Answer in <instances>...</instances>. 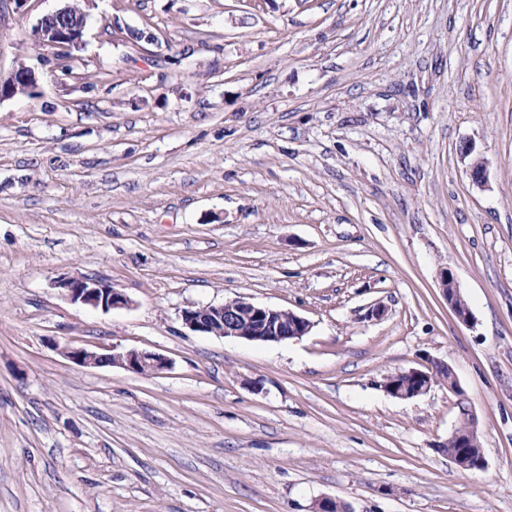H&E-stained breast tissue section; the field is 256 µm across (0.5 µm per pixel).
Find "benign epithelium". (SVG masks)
Instances as JSON below:
<instances>
[{"label":"benign epithelium","instance_id":"7a95c632","mask_svg":"<svg viewBox=\"0 0 512 512\" xmlns=\"http://www.w3.org/2000/svg\"><path fill=\"white\" fill-rule=\"evenodd\" d=\"M85 20L72 12L66 4L44 15L38 22L35 34L43 45H60L63 43L81 45ZM35 77L33 70L21 66L10 74L8 84L0 85V101L14 97L18 89H26L19 84L23 76ZM439 283L448 307L456 319L469 325L473 320L471 310L457 304L461 291L457 287L451 268L439 270ZM55 285L64 290L73 302H80L93 308L113 310L129 306L128 297L112 288L104 280L85 276H61ZM184 324L199 335L233 337L263 343L281 342L287 339L307 335L312 324L306 318L291 311L268 306L256 305L241 297L226 301L220 305H211L198 309H189L183 313ZM64 355L81 367L112 365L129 372L152 375L171 368L172 361L150 351L127 350L101 354L84 347H67ZM445 385L448 390L462 392L459 379L449 365L438 364L426 369L412 368L398 371L387 376L381 388L389 395L401 399H412L426 394L435 385ZM449 439L457 443L459 451L452 456L454 463L463 471L482 470L486 459L484 452L474 453L481 447L480 435L474 415H468V423L462 430H454Z\"/></svg>","mask_w":512,"mask_h":512}]
</instances>
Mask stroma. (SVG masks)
Listing matches in <instances>:
<instances>
[{"label":"stroma","instance_id":"stroma-1","mask_svg":"<svg viewBox=\"0 0 512 512\" xmlns=\"http://www.w3.org/2000/svg\"><path fill=\"white\" fill-rule=\"evenodd\" d=\"M58 5L0 0V76L38 78L0 102V512H512V0H91L66 72ZM236 297L312 329L182 320ZM434 362L461 394L380 387ZM73 15L71 6L66 4L57 10L44 15L38 22L35 34L42 45L73 44L81 45V37L85 27L87 13ZM439 283L443 295L448 302V307L451 309L456 319L464 325L471 324L473 320L471 310L467 307L457 304V299L461 298L462 294L460 289L457 287L455 276L451 268L442 267L439 270ZM448 285H450L452 288H448ZM462 298L464 302L467 303L463 295ZM73 302H80L93 308L113 310L129 306L128 297L112 288L104 280L85 276H60L55 281ZM183 322L199 335L263 343L299 338L312 328L309 320L291 311L256 305L241 297L220 305L186 310ZM112 354H101L90 351L84 347H66L64 355L74 364L81 367H96L112 365L121 367L129 372L143 375H152L170 369L172 361L150 351L127 350ZM448 439L455 441L457 448L460 449L454 455L456 447L454 444L449 443L448 446L444 447V451L448 456L454 455L451 459L461 470L474 471L485 468L486 459L483 449H481L478 454H475L472 449L482 448L476 418L473 414L468 413V423L466 427L460 431L458 427H456Z\"/></svg>","mask_w":512,"mask_h":512}]
</instances>
